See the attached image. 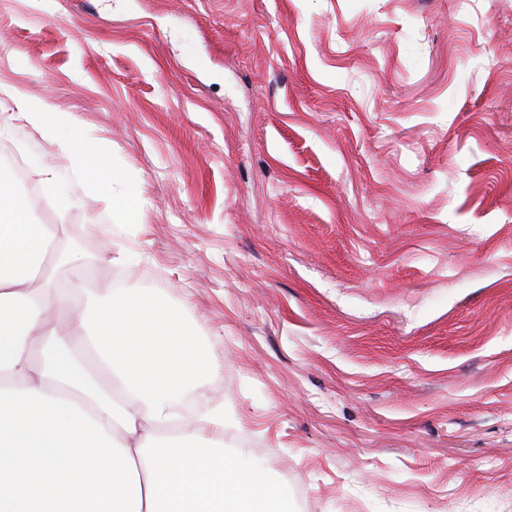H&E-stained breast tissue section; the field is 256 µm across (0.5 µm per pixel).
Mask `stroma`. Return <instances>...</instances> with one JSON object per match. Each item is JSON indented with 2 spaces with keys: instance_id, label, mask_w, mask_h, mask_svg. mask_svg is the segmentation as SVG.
I'll return each mask as SVG.
<instances>
[{
  "instance_id": "stroma-1",
  "label": "stroma",
  "mask_w": 512,
  "mask_h": 512,
  "mask_svg": "<svg viewBox=\"0 0 512 512\" xmlns=\"http://www.w3.org/2000/svg\"><path fill=\"white\" fill-rule=\"evenodd\" d=\"M20 96L143 223L59 207ZM4 153L64 279L202 325L193 410L291 512H512V0H0ZM17 103L22 111L20 116L53 140L59 152L71 163L76 176V191L72 194L60 186L58 171L53 165L41 164L35 170L46 189L58 196L61 207L82 203L87 196L101 197L106 203L109 224H98L94 229L105 236L112 234L116 224L143 223L141 192L132 187L114 189V185L124 184L121 172L95 137L64 120L51 102L28 101L20 96Z\"/></svg>"
}]
</instances>
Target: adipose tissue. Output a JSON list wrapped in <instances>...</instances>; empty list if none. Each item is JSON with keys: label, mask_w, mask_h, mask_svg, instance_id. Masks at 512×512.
Returning <instances> with one entry per match:
<instances>
[{"label": "adipose tissue", "mask_w": 512, "mask_h": 512, "mask_svg": "<svg viewBox=\"0 0 512 512\" xmlns=\"http://www.w3.org/2000/svg\"><path fill=\"white\" fill-rule=\"evenodd\" d=\"M17 103L71 163V193L54 166L35 170L61 207L101 197L106 236L113 225L141 223V192L123 187L95 137L51 102ZM64 254L57 226L35 222L0 170V512H289L260 467L205 447L206 433L224 428L223 408L191 418L180 411L221 368L201 326L109 281L71 284L69 314L55 321L35 283ZM167 427L178 447L156 439Z\"/></svg>", "instance_id": "obj_1"}]
</instances>
